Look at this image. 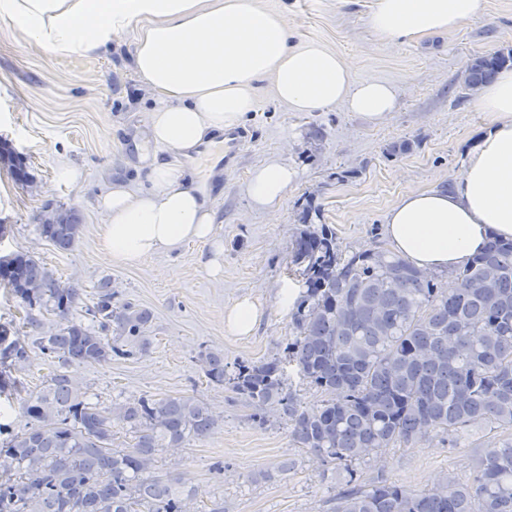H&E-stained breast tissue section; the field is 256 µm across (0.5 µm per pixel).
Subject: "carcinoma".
<instances>
[{
  "label": "carcinoma",
  "mask_w": 512,
  "mask_h": 512,
  "mask_svg": "<svg viewBox=\"0 0 512 512\" xmlns=\"http://www.w3.org/2000/svg\"><path fill=\"white\" fill-rule=\"evenodd\" d=\"M512 68V49L478 56L465 75L472 91ZM15 180H28L8 144ZM292 244L301 295L291 313L285 356L241 361L201 358L207 382L230 385L258 410L279 406L293 445L343 473L330 512H512V240L492 237L456 271L457 288L389 249L345 254L327 224L303 216ZM83 230L78 210L39 220L38 236L70 250ZM0 285L30 311L20 324H0V360L28 365L31 353L57 364L40 389L21 401L24 429L0 450V512H186L185 493L153 472L156 452L209 436L218 425L193 396L141 397L103 407L77 390L66 367L101 365L147 351L150 310L112 306L109 284L98 287L76 316L82 292L60 282L29 251L0 257ZM52 314L49 327L32 314ZM322 399L307 405L284 391L285 367ZM133 434L113 445L112 422ZM506 436L483 449L468 479L445 477L416 491L383 476L362 479L357 465L379 448L405 446L424 434L456 447L475 425Z\"/></svg>",
  "instance_id": "obj_1"
}]
</instances>
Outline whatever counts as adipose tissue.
Wrapping results in <instances>:
<instances>
[{"mask_svg": "<svg viewBox=\"0 0 512 512\" xmlns=\"http://www.w3.org/2000/svg\"><path fill=\"white\" fill-rule=\"evenodd\" d=\"M481 0H375L371 25L384 39L445 32L478 13ZM38 46L54 54L98 52L132 24L146 22L133 57L145 89L159 102L141 132L160 148L188 153L206 138L241 124L254 108L252 83L293 112L337 104L378 122L392 112L391 84L346 78L347 63L315 44L295 47L285 18L252 0H0ZM490 129L469 153L452 189L406 192L387 215L393 249L425 271L449 272L480 253L490 237L512 240V70L483 87L476 99ZM296 176L287 164L254 168L245 191L274 210ZM147 187L117 186L99 201L106 261L135 264L188 240L214 236L216 212L183 172L155 161Z\"/></svg>", "mask_w": 512, "mask_h": 512, "instance_id": "ef3b65f1", "label": "adipose tissue"}]
</instances>
